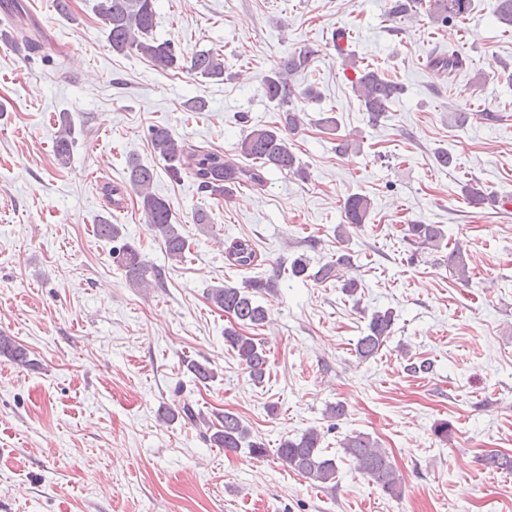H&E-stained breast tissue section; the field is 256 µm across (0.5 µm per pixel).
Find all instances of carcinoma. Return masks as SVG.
Returning a JSON list of instances; mask_svg holds the SVG:
<instances>
[{
    "label": "carcinoma",
    "mask_w": 512,
    "mask_h": 512,
    "mask_svg": "<svg viewBox=\"0 0 512 512\" xmlns=\"http://www.w3.org/2000/svg\"><path fill=\"white\" fill-rule=\"evenodd\" d=\"M156 0H97L96 12L107 30V39L112 51L119 54L134 53L162 70L188 71L202 78L224 80V53L217 49L200 50L190 56L176 50L168 42H159L151 36L155 25ZM473 0H428L426 12L432 21L448 23L465 17L472 9ZM422 7V0H390L388 13L393 17H407ZM316 50L309 46L294 49L281 58L278 65L263 78V88L268 100L276 103L282 112V126H257L248 131L238 143L239 153L248 160L242 165L224 159L218 150L201 147H187L181 144L166 126L154 125L149 138L154 153L166 161L171 176L181 178V173L191 171L199 186L213 194L228 196L239 186L257 189L265 182L264 172L268 169L301 174L295 153L288 144V135L295 133L301 125L300 112L293 105L295 88L290 84L291 76L302 72L314 61ZM432 65L445 70L457 71L465 67V59L451 53L433 58ZM353 92L362 111L370 114L373 121L388 111L389 105L404 92L400 83L388 78L381 71L369 66L359 71L352 81ZM75 146L74 128L70 117H60V126L54 139V154L61 165L70 162ZM128 183L138 197V204L146 223L150 224L156 236L164 245L167 255L183 260L189 248L187 238L169 204L158 197L152 186L155 179L153 168L132 158L128 161ZM462 193L473 208H481L489 200L480 183L476 180L465 184ZM373 209L372 200L365 194L355 193L346 197L343 203L345 223L357 228L367 223ZM96 235L112 242V262L120 266L130 284L149 286L146 278L147 267L140 253L129 242L123 241L120 225L106 219L96 224ZM446 233L439 224H407L404 239L418 248H441ZM352 256L340 255L335 262L321 266L311 277L319 283L331 281L340 283V288L349 297H354L362 288L356 277L344 278L339 268L352 266ZM228 265L239 270H248L256 265L258 255L248 239H238L225 249ZM449 271L456 279L467 282L471 267L466 249L459 243L453 245L446 256ZM269 287L261 279H250L245 285L236 287L223 285L209 290V299L230 319V326L224 328V340L233 354L248 371L256 384L263 383L268 365V356L263 345L242 329H255L264 325L267 310L253 298L252 291ZM395 318L393 311L377 310L371 314L366 331L355 344L356 356L364 361L376 356L385 346L392 333ZM0 356L10 362L31 365L27 348L12 337L0 332ZM196 420L193 408L188 403L161 407V417L173 421L177 417ZM217 422L210 423L213 433L209 441L217 448L236 451L246 448L255 456H264L268 449L264 443L251 439L249 428L233 412L226 411L216 416ZM343 454L356 470L368 478L387 495L399 493L401 477L389 459L386 451L363 433H351L341 442ZM276 455L288 467L311 483L327 485L336 483L338 466L336 459L325 455L322 435L311 428L298 437L283 438ZM484 464L491 468L512 472V456L504 453H490Z\"/></svg>",
    "instance_id": "obj_1"
}]
</instances>
